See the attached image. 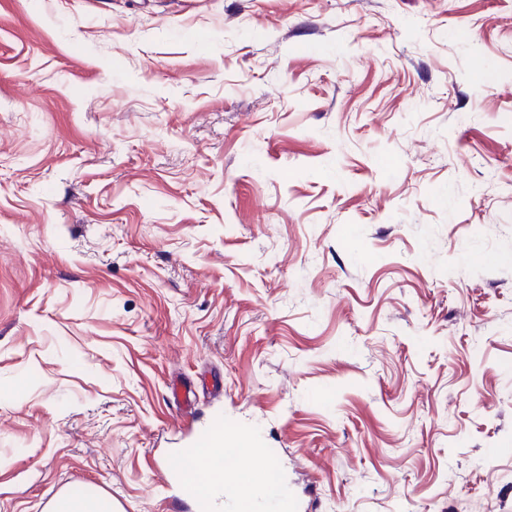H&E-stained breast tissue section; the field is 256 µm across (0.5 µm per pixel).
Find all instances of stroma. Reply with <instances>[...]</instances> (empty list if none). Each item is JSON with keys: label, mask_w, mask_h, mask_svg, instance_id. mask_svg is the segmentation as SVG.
<instances>
[{"label": "stroma", "mask_w": 512, "mask_h": 512, "mask_svg": "<svg viewBox=\"0 0 512 512\" xmlns=\"http://www.w3.org/2000/svg\"><path fill=\"white\" fill-rule=\"evenodd\" d=\"M217 423L512 512V0H0V512H195ZM105 500L104 492L96 491L79 498L60 497L56 500L54 512H101Z\"/></svg>", "instance_id": "35a3bbf8"}]
</instances>
